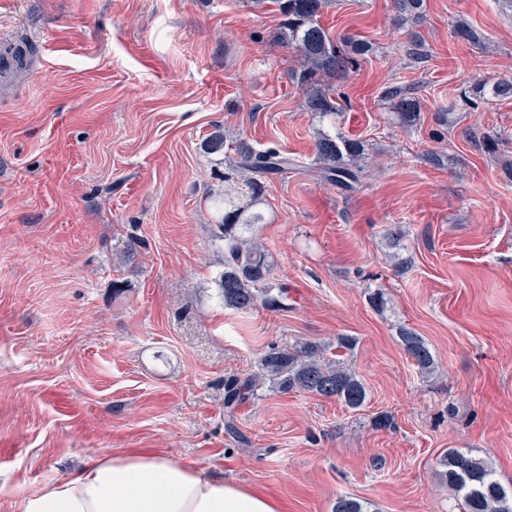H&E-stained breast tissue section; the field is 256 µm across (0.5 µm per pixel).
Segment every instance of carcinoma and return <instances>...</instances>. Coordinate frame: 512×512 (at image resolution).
<instances>
[{
  "label": "carcinoma",
  "instance_id": "obj_1",
  "mask_svg": "<svg viewBox=\"0 0 512 512\" xmlns=\"http://www.w3.org/2000/svg\"><path fill=\"white\" fill-rule=\"evenodd\" d=\"M280 16L275 40L281 47L294 50L304 65L292 71L291 79L302 91L307 111L324 118L341 112L336 97V80L344 78L372 51V46L350 36L336 37L319 23L327 0H273ZM401 23H415L422 16L424 0H394ZM397 124L413 129L421 121L416 97L398 86L386 91ZM472 105L512 98V81L498 80L490 85H476L464 94ZM209 154L224 155V194L212 197L217 216L216 240L224 243V270L216 284L224 308L247 312L258 306H287L288 284L273 276V264L264 245L249 236L265 217L256 206L262 204L270 181L285 179L299 167V160L275 148L255 149L239 138L226 144L224 134L216 131L205 141ZM364 144L340 131L319 132L315 139L314 173L324 183L340 191L353 190L362 174L358 161ZM399 337L404 351L421 371L435 367L433 353L425 340L403 327ZM325 348L312 342L290 350L272 348L261 360L262 372L244 379L233 378L224 385L225 424L238 442L246 437L235 425V407L248 398L257 383L272 381L282 392L305 391L325 398H335L351 409L367 401L364 383L351 370L326 359ZM441 478L458 500L460 512H512V487H505L494 469L478 450L450 448L440 460ZM333 512H368L355 497L337 499Z\"/></svg>",
  "mask_w": 512,
  "mask_h": 512
}]
</instances>
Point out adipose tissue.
Returning <instances> with one entry per match:
<instances>
[{"instance_id": "ef3b65f1", "label": "adipose tissue", "mask_w": 512, "mask_h": 512, "mask_svg": "<svg viewBox=\"0 0 512 512\" xmlns=\"http://www.w3.org/2000/svg\"><path fill=\"white\" fill-rule=\"evenodd\" d=\"M18 512H282L258 489L159 453H106L24 495Z\"/></svg>"}]
</instances>
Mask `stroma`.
<instances>
[{
	"mask_svg": "<svg viewBox=\"0 0 512 512\" xmlns=\"http://www.w3.org/2000/svg\"><path fill=\"white\" fill-rule=\"evenodd\" d=\"M415 32L393 0H333L321 22L374 51L336 118L365 143L357 188L307 164L320 122L251 0H0V512L103 452L153 450L257 486L288 512H459L440 482L451 448L476 449L512 485V100L464 107L462 88L512 80V12L499 0H426ZM481 40L461 42L458 22ZM418 37L424 59L407 54ZM413 89L404 130L384 94ZM448 106L447 126L434 123ZM277 145L301 168L270 183L254 232L288 305L225 309L212 230L214 128ZM494 135L496 154L469 131ZM442 155L432 166L428 152ZM382 293L384 306L373 304ZM428 343L421 374L401 328ZM356 341L342 359L357 410L269 384L224 426V383L270 347ZM390 425L380 428V418Z\"/></svg>",
	"mask_w": 512,
	"mask_h": 512,
	"instance_id": "1",
	"label": "stroma"
}]
</instances>
